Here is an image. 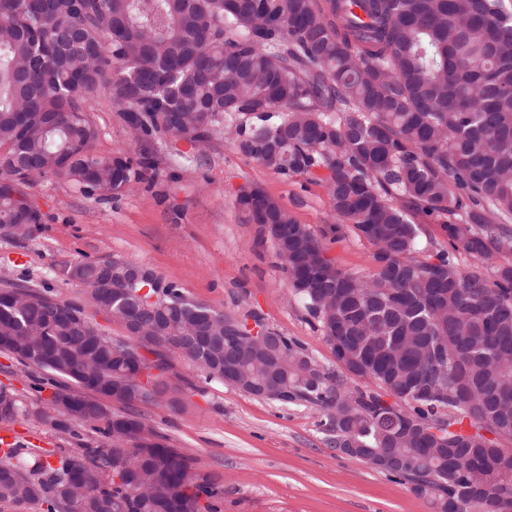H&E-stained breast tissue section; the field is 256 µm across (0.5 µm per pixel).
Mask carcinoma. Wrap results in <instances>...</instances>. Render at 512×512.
I'll use <instances>...</instances> for the list:
<instances>
[{"label": "carcinoma", "instance_id": "obj_1", "mask_svg": "<svg viewBox=\"0 0 512 512\" xmlns=\"http://www.w3.org/2000/svg\"><path fill=\"white\" fill-rule=\"evenodd\" d=\"M101 98L150 146L179 136L201 154L226 130L241 155L324 185L336 223L320 237L260 189L244 212L274 225L256 244L288 257L285 285L366 386L348 391L329 368L310 380L294 360L305 348L280 331L284 362L254 357L224 330L233 316L181 287L164 289L160 318L149 302L158 286L117 288L77 262L90 304L147 335L112 338L49 288L0 291V351L42 374L37 392L47 384L82 408L52 424L76 448L18 440L0 452V505L221 512L224 487L135 409L162 400L141 378L169 371L172 347L206 383L226 373L279 383L281 403L319 407L328 432L354 399L368 450L390 445L388 413L406 415L401 478L430 492L437 512L444 499L512 512V263L482 272L512 252V0H0V225L42 223L26 191L40 178L108 197L157 169L151 153L96 155L89 112ZM419 215L447 237L421 258ZM344 224L376 246L366 277L329 259L308 265ZM101 396L123 410L107 415ZM0 400L30 414L6 387ZM439 423L446 449L434 453L427 432ZM86 425L101 447H84ZM141 428L153 442H140Z\"/></svg>", "mask_w": 512, "mask_h": 512}]
</instances>
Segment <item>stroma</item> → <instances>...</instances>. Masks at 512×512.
<instances>
[{"label":"stroma","instance_id":"obj_1","mask_svg":"<svg viewBox=\"0 0 512 512\" xmlns=\"http://www.w3.org/2000/svg\"><path fill=\"white\" fill-rule=\"evenodd\" d=\"M91 118L99 132L96 153L142 149L109 101H98ZM188 150L184 142H168L153 179L108 199L54 177L35 181L29 194L44 222L26 238L0 236V289L47 286L58 300L83 305L86 287L66 279L63 269L80 260L129 261L224 313L259 314L322 366L340 370L317 321L284 285L271 246L256 245V227L236 204L242 187L260 186L319 234L333 222L325 188L283 180L222 137L201 158H188ZM373 251L347 225L326 254L364 276L373 269ZM169 380L183 390L182 410L151 403L136 410L189 458L194 472L223 485L221 512H436L431 497L411 483L337 453L316 406L283 405L214 382L196 390L190 367L178 358ZM0 434L39 448L71 447L66 435L32 418L0 419Z\"/></svg>","mask_w":512,"mask_h":512}]
</instances>
